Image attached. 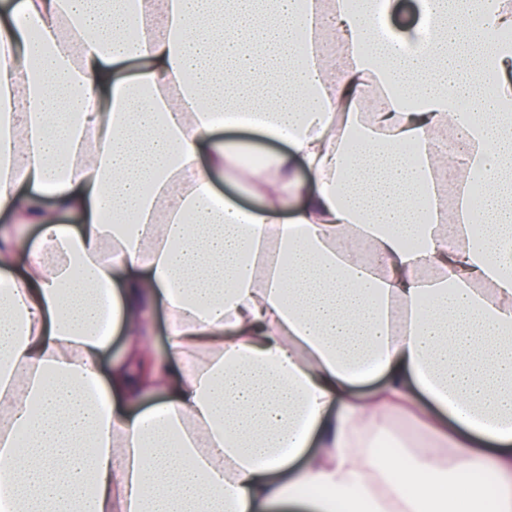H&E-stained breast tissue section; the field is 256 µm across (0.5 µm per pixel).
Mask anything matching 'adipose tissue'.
<instances>
[{
    "label": "adipose tissue",
    "mask_w": 512,
    "mask_h": 512,
    "mask_svg": "<svg viewBox=\"0 0 512 512\" xmlns=\"http://www.w3.org/2000/svg\"><path fill=\"white\" fill-rule=\"evenodd\" d=\"M418 4L0 0V512H512V0ZM391 23L396 28L416 26L421 22L418 0H395Z\"/></svg>",
    "instance_id": "obj_1"
}]
</instances>
